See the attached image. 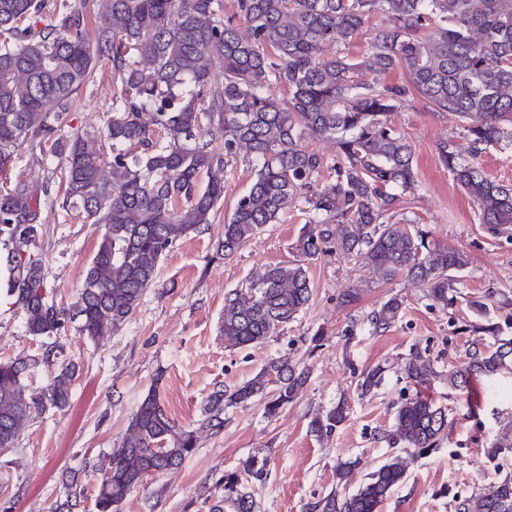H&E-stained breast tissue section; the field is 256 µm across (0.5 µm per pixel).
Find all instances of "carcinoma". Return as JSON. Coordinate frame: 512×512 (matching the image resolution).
<instances>
[{
    "label": "carcinoma",
    "mask_w": 512,
    "mask_h": 512,
    "mask_svg": "<svg viewBox=\"0 0 512 512\" xmlns=\"http://www.w3.org/2000/svg\"><path fill=\"white\" fill-rule=\"evenodd\" d=\"M97 2L91 30L64 3L44 25L45 0H0V174L16 166L28 141L57 159L53 177H17L0 188V238L13 245L5 257L6 295L24 312L26 333L44 347L37 357L0 360V445L15 447L36 415L69 406L73 372L57 368L61 332L75 322L79 335L96 342L124 325L166 253L211 223L224 199V168L242 152L254 178L224 221V256L298 202L313 228L301 239V258L269 265L225 296V346H260L295 319L312 295L306 260L328 243L363 258L386 281L404 275L424 285L436 305L448 307L451 272L467 267L468 258L408 221L387 220L418 186L411 145L388 116L420 97L437 112L458 114L474 154L512 144V11L501 0H236L228 19L223 0ZM376 13L386 24L367 57H324L331 45L350 46ZM103 61L112 64L117 85L112 119L99 132L108 153L68 124L79 91ZM363 67L378 79L360 81ZM399 67L408 84L385 82ZM277 87L288 98H275ZM215 135L224 139L222 154L210 149ZM306 137L334 140L336 155L306 148ZM440 158L481 223L493 234L511 231L512 186L483 175L446 144ZM325 171L334 178L322 185ZM49 199L105 227L69 308L47 291L38 249L40 204ZM400 310L397 298L385 301L371 315L373 331L392 327ZM482 332L496 340L463 370L443 375L418 353L405 359L406 379L419 391L395 404L393 439L422 454L446 434L447 410L420 392L433 380L464 389L474 377L512 368V338H497L492 325ZM40 366L47 383L30 391L23 374ZM382 372L378 366L363 374L361 393L378 387ZM307 378L288 359H274L242 385L216 386L202 425L221 427L224 409L255 397L266 398L273 416ZM347 409L338 402L312 421L313 432L332 434ZM196 446V431L171 420L151 391L112 449L95 490L97 512H120L144 478L181 466ZM242 469L259 482L267 477L264 460L247 459ZM407 472L408 462L396 455L355 492L335 490L305 512H377ZM241 473H224V508L253 512ZM457 512H512V477L459 502Z\"/></svg>",
    "instance_id": "1"
}]
</instances>
